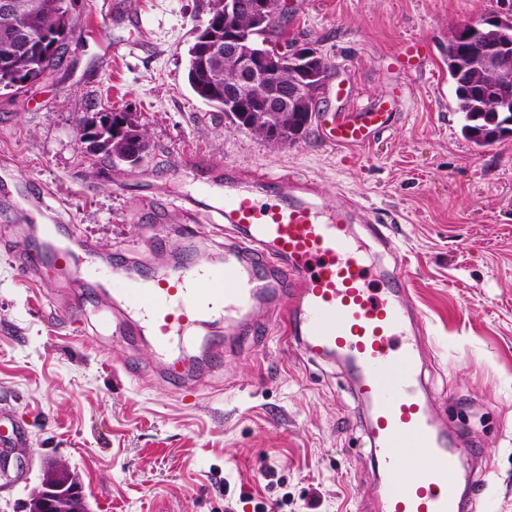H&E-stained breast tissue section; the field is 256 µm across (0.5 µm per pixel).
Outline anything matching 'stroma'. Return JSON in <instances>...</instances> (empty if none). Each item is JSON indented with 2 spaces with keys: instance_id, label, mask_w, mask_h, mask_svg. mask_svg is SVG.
Wrapping results in <instances>:
<instances>
[{
  "instance_id": "35a3bbf8",
  "label": "stroma",
  "mask_w": 512,
  "mask_h": 512,
  "mask_svg": "<svg viewBox=\"0 0 512 512\" xmlns=\"http://www.w3.org/2000/svg\"><path fill=\"white\" fill-rule=\"evenodd\" d=\"M77 0L76 35L61 67L22 90H0V422L23 454L0 465V512H23L46 462L80 478L89 512H378V472L361 408L339 362L283 340L276 310L258 335L235 341L223 323L196 346L223 347L204 375L160 373L152 339L100 327L112 303L82 288L68 251L159 266L163 248L201 261L224 254L217 211L191 224L187 196L224 169L288 171L315 182L325 207L345 203L391 225L410 297L425 320L424 384L439 419L471 448L483 512H512V137L482 148L461 132L444 64L448 38L512 0H288V36L318 48L329 84L309 130L274 148L229 128L186 79L187 48L208 0ZM421 41V68H390L401 42ZM130 43L112 58L107 46ZM398 100L391 130L369 145L326 135L349 100ZM136 113L150 140L137 168L93 164L76 138L80 117ZM60 220L56 263L33 226ZM192 225L194 236L180 237ZM29 249L33 282L10 258Z\"/></svg>"
}]
</instances>
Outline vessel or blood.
<instances>
[{"mask_svg": "<svg viewBox=\"0 0 512 512\" xmlns=\"http://www.w3.org/2000/svg\"><path fill=\"white\" fill-rule=\"evenodd\" d=\"M410 41L393 56L406 71L422 57ZM395 114L379 100L351 105L330 133L337 144L364 145L390 130ZM312 182L290 173L228 170L221 214L235 228L223 264L185 267L177 275L122 273L113 302L125 334L149 333L158 351L220 315L236 326L261 301L289 294L285 328L309 355L349 367L368 406L366 430L383 477L381 512H467L484 487L460 483L457 462L467 448L449 442L425 397L418 319L403 269L368 280L370 256L353 236L350 207H320Z\"/></svg>", "mask_w": 512, "mask_h": 512, "instance_id": "vessel-or-blood-1", "label": "vessel or blood"}]
</instances>
